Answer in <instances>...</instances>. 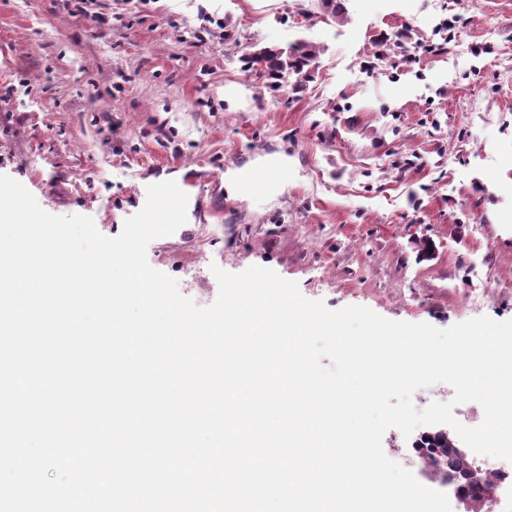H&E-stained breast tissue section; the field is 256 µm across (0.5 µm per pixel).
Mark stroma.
I'll list each match as a JSON object with an SVG mask.
<instances>
[{"instance_id": "stroma-1", "label": "stroma", "mask_w": 512, "mask_h": 512, "mask_svg": "<svg viewBox=\"0 0 512 512\" xmlns=\"http://www.w3.org/2000/svg\"><path fill=\"white\" fill-rule=\"evenodd\" d=\"M342 3L96 0L99 25L0 0V174L107 237L140 187L192 182L146 256L200 306L213 267L257 265L333 310L512 320V0ZM301 40L323 48L304 91L248 82L244 51ZM272 163L265 197L226 196V171Z\"/></svg>"}]
</instances>
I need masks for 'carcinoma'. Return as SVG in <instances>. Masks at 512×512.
I'll return each instance as SVG.
<instances>
[{
	"label": "carcinoma",
	"mask_w": 512,
	"mask_h": 512,
	"mask_svg": "<svg viewBox=\"0 0 512 512\" xmlns=\"http://www.w3.org/2000/svg\"><path fill=\"white\" fill-rule=\"evenodd\" d=\"M322 48L311 42L294 43L288 49L264 47L245 52L241 69L272 91L291 88L301 92L318 67Z\"/></svg>",
	"instance_id": "cac0c4a2"
}]
</instances>
